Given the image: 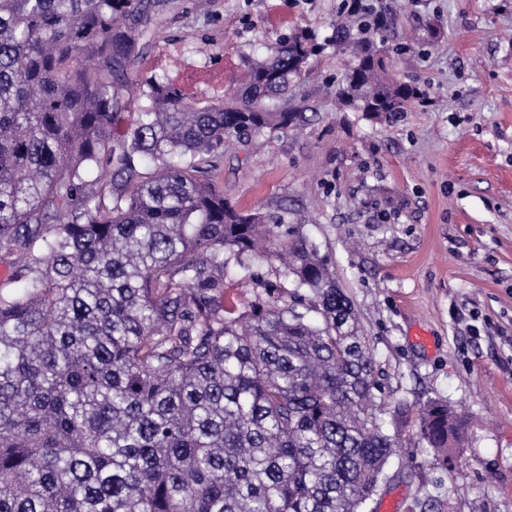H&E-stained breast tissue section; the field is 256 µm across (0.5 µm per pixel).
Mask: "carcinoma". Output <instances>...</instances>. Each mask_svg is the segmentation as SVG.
<instances>
[{"mask_svg":"<svg viewBox=\"0 0 512 512\" xmlns=\"http://www.w3.org/2000/svg\"><path fill=\"white\" fill-rule=\"evenodd\" d=\"M347 2L336 94L393 121L422 91L387 76L391 15ZM154 7L0 0V260L23 284L0 283V512H365L399 441L354 305L288 212L239 210L208 175L227 143L305 122L288 91L323 46L293 34L191 110L131 71ZM469 426L430 400L418 444L446 465Z\"/></svg>","mask_w":512,"mask_h":512,"instance_id":"carcinoma-1","label":"carcinoma"}]
</instances>
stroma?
Masks as SVG:
<instances>
[{
    "mask_svg": "<svg viewBox=\"0 0 512 512\" xmlns=\"http://www.w3.org/2000/svg\"><path fill=\"white\" fill-rule=\"evenodd\" d=\"M341 0H168L140 78L223 99L248 59L298 30L333 32ZM394 16V75L426 96L384 122L340 109L336 48L291 104L307 121L235 146L209 174L240 209L285 207L326 256L370 345L387 417L409 411L373 512H512V0H373ZM439 400L474 421L451 466L417 444Z\"/></svg>",
    "mask_w": 512,
    "mask_h": 512,
    "instance_id": "1",
    "label": "stroma"
}]
</instances>
